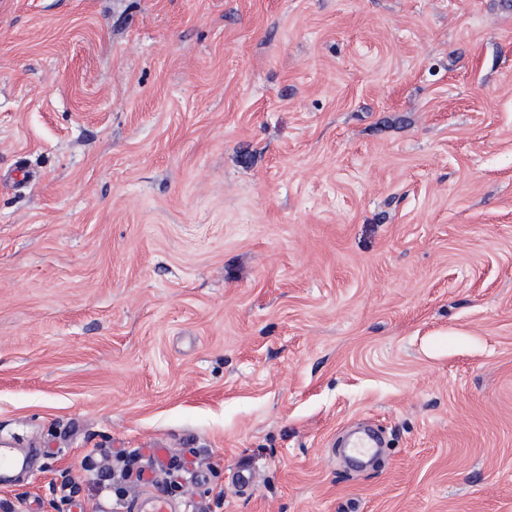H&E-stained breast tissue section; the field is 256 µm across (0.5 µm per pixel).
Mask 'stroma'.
Listing matches in <instances>:
<instances>
[{
	"instance_id": "35a3bbf8",
	"label": "stroma",
	"mask_w": 512,
	"mask_h": 512,
	"mask_svg": "<svg viewBox=\"0 0 512 512\" xmlns=\"http://www.w3.org/2000/svg\"><path fill=\"white\" fill-rule=\"evenodd\" d=\"M1 443L0 512H512V0H0ZM133 510L137 512H173L174 506L167 495L159 490L155 494L139 498L133 504Z\"/></svg>"
}]
</instances>
